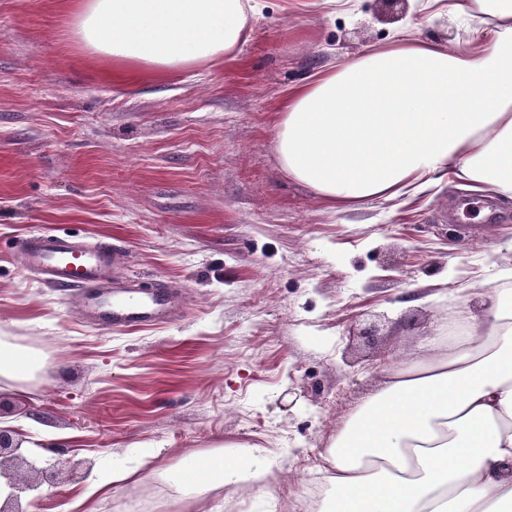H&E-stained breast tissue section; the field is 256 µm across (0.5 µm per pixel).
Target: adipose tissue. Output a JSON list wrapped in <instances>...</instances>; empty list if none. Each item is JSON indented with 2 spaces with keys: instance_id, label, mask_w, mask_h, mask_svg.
I'll use <instances>...</instances> for the list:
<instances>
[{
  "instance_id": "1",
  "label": "adipose tissue",
  "mask_w": 512,
  "mask_h": 512,
  "mask_svg": "<svg viewBox=\"0 0 512 512\" xmlns=\"http://www.w3.org/2000/svg\"><path fill=\"white\" fill-rule=\"evenodd\" d=\"M248 0H79L93 55L170 72L232 54ZM483 25L478 53L401 36L316 73L284 103L281 171L341 209L452 180L512 198V0H458ZM38 365L0 341V382L23 388ZM320 512H512V289L457 313L447 341L384 371L331 437ZM182 480L188 512L225 486L268 495L265 453L201 460Z\"/></svg>"
}]
</instances>
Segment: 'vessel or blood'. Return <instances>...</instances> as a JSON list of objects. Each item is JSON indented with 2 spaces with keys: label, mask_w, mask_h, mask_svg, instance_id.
<instances>
[{
  "label": "vessel or blood",
  "mask_w": 512,
  "mask_h": 512,
  "mask_svg": "<svg viewBox=\"0 0 512 512\" xmlns=\"http://www.w3.org/2000/svg\"><path fill=\"white\" fill-rule=\"evenodd\" d=\"M22 251L31 271L59 286L84 289L88 303L100 310L106 323L117 327L147 326L164 317L169 304L165 292L148 299L133 291L123 296L97 292L96 286L109 267V250L35 234L23 241Z\"/></svg>",
  "instance_id": "obj_1"
}]
</instances>
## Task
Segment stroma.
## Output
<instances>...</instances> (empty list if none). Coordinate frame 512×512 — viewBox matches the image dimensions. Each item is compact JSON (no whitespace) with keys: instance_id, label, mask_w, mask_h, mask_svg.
<instances>
[{"instance_id":"1","label":"stroma","mask_w":512,"mask_h":512,"mask_svg":"<svg viewBox=\"0 0 512 512\" xmlns=\"http://www.w3.org/2000/svg\"><path fill=\"white\" fill-rule=\"evenodd\" d=\"M249 40L214 63L117 76L73 0H0V339L45 367L0 389L24 440L47 426L94 470L136 481L95 512H179L198 455L273 461L277 512H303L321 454L383 370L478 310L512 266V200L454 184L331 208L274 149L289 93L397 34L474 50L429 0H250ZM118 248L110 277L171 290L153 326L87 321L82 292L25 264L31 234ZM376 324L365 345L359 332ZM89 478L58 471L32 512H67Z\"/></svg>"}]
</instances>
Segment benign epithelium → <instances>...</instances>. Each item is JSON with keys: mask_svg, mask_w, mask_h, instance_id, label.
I'll list each match as a JSON object with an SVG mask.
<instances>
[{"mask_svg": "<svg viewBox=\"0 0 512 512\" xmlns=\"http://www.w3.org/2000/svg\"><path fill=\"white\" fill-rule=\"evenodd\" d=\"M21 444V434L15 427H0V481L10 488L7 498L0 501V512H30L33 501L28 493L38 489L28 476L36 466L20 453Z\"/></svg>", "mask_w": 512, "mask_h": 512, "instance_id": "7a95c632", "label": "benign epithelium"}]
</instances>
